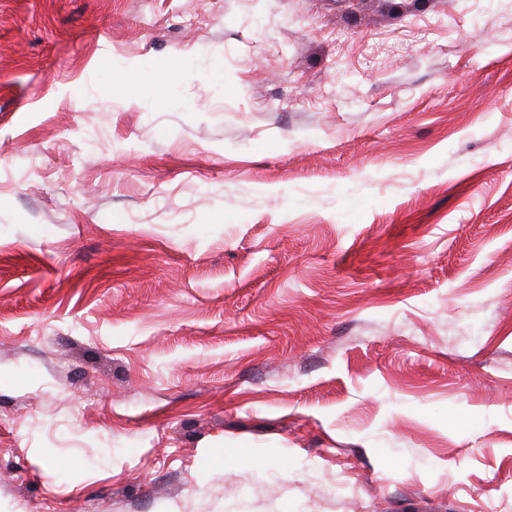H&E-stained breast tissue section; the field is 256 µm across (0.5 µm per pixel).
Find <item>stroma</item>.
<instances>
[{"instance_id":"1","label":"stroma","mask_w":512,"mask_h":512,"mask_svg":"<svg viewBox=\"0 0 512 512\" xmlns=\"http://www.w3.org/2000/svg\"><path fill=\"white\" fill-rule=\"evenodd\" d=\"M0 512H512V0H0Z\"/></svg>"}]
</instances>
